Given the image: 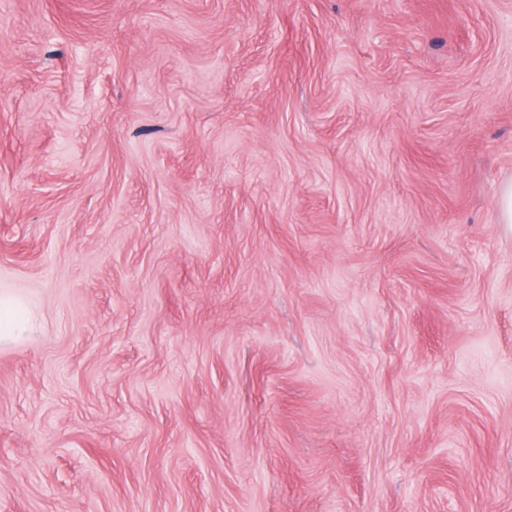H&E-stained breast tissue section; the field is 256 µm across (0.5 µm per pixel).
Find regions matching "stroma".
Returning <instances> with one entry per match:
<instances>
[{
    "mask_svg": "<svg viewBox=\"0 0 512 512\" xmlns=\"http://www.w3.org/2000/svg\"><path fill=\"white\" fill-rule=\"evenodd\" d=\"M512 0H0V512H512ZM497 222L503 233L512 234V181L504 183L496 203ZM30 313L16 296L0 293V342L14 341L30 330Z\"/></svg>",
    "mask_w": 512,
    "mask_h": 512,
    "instance_id": "stroma-1",
    "label": "stroma"
}]
</instances>
